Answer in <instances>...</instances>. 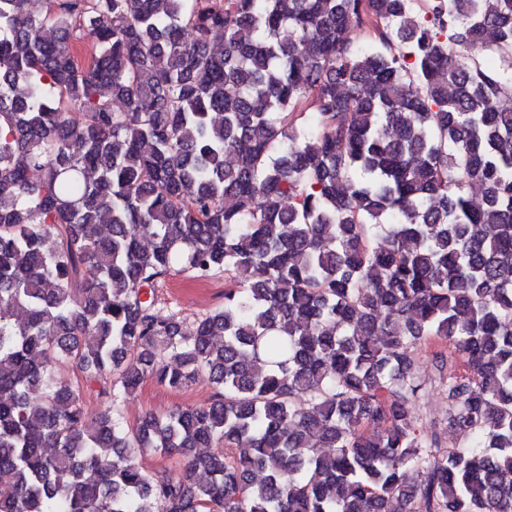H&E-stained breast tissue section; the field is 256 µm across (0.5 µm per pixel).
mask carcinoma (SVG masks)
<instances>
[{"label": "carcinoma", "mask_w": 512, "mask_h": 512, "mask_svg": "<svg viewBox=\"0 0 512 512\" xmlns=\"http://www.w3.org/2000/svg\"><path fill=\"white\" fill-rule=\"evenodd\" d=\"M507 98L512 0H0V512H512ZM179 272L224 309L159 315ZM70 363L214 399L90 430ZM442 353L447 366L440 371L435 355ZM411 362L415 374L422 382L419 396L409 402L408 407L414 423L425 438L437 433L442 447H453L466 443L448 424V399L445 384L450 374H465L464 360L443 339L430 337L412 348Z\"/></svg>", "instance_id": "cac0c4a2"}]
</instances>
